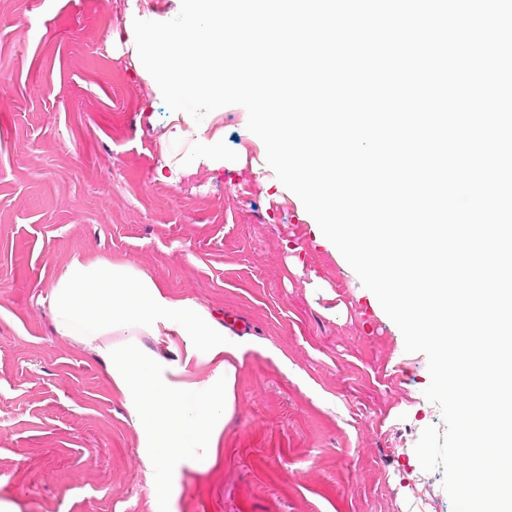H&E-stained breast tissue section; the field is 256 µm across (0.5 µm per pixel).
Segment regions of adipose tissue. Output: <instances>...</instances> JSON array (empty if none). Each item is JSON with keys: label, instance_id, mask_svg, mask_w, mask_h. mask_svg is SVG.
<instances>
[{"label": "adipose tissue", "instance_id": "adipose-tissue-1", "mask_svg": "<svg viewBox=\"0 0 512 512\" xmlns=\"http://www.w3.org/2000/svg\"><path fill=\"white\" fill-rule=\"evenodd\" d=\"M55 331L95 356L137 433V452L159 507L160 475L206 472L236 410L243 340L219 314L167 294L122 258L76 259L49 283Z\"/></svg>", "mask_w": 512, "mask_h": 512}]
</instances>
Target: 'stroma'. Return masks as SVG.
I'll list each match as a JSON object with an SVG mask.
<instances>
[{
	"label": "stroma",
	"mask_w": 512,
	"mask_h": 512,
	"mask_svg": "<svg viewBox=\"0 0 512 512\" xmlns=\"http://www.w3.org/2000/svg\"><path fill=\"white\" fill-rule=\"evenodd\" d=\"M180 0H0V500L17 512H156L103 365L61 339L47 299L77 258L121 256L238 323L222 464L175 480L171 512H453L414 447L442 426L424 354L371 302L248 140L188 163L128 47L130 15Z\"/></svg>",
	"instance_id": "stroma-1"
}]
</instances>
